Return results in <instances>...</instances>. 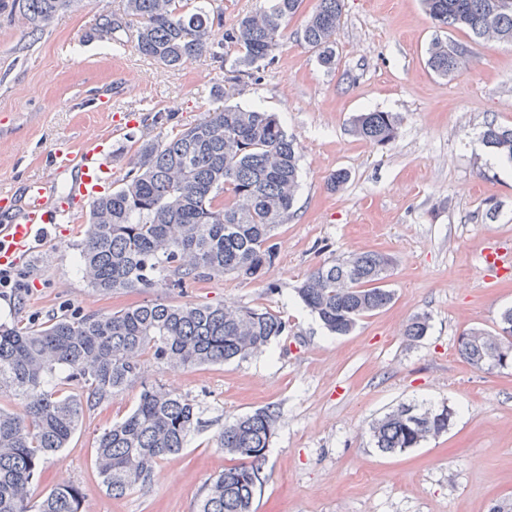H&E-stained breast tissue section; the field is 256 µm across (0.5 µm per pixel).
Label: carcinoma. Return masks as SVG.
Segmentation results:
<instances>
[{"label":"carcinoma","mask_w":512,"mask_h":512,"mask_svg":"<svg viewBox=\"0 0 512 512\" xmlns=\"http://www.w3.org/2000/svg\"><path fill=\"white\" fill-rule=\"evenodd\" d=\"M182 0H125L140 19L137 50L165 67H178L207 51L224 59L226 81L236 84L272 63L283 23L303 0L269 5L224 27V15L202 4L187 11ZM439 27L467 31L485 41L512 43V0H423ZM75 0H0V15L18 17L33 31L72 7ZM341 0H317L302 30L321 66L336 67L332 39ZM122 20L103 19L91 39H114ZM231 47L234 56L221 54ZM469 65L463 50L440 41L428 67L441 77ZM352 133L380 145L398 135L390 112L368 111ZM486 145L512 161V126L488 124ZM301 186L300 154L277 116L260 108L224 105L191 126L141 144L122 186L92 202L77 243L88 286L104 293L160 288L183 290L213 276L259 280L272 267L274 232L294 214ZM391 255L378 251L333 259L308 273L297 288L301 303L332 334L348 335L358 322L389 305L384 286ZM429 328L413 316L404 336L417 341ZM288 331L278 315L224 304L163 299L110 313L62 312L38 326L0 322V394L21 409L0 407V512H85L83 493L71 483L33 498L43 464L67 446L85 413L132 383H140L133 410L95 442V466L105 491L122 498L151 486L161 460L179 454L198 431L195 400L148 380L153 364L173 370L222 364L261 354ZM458 343L472 366H512V308L496 328H473ZM451 408L400 404L372 426L384 453L404 452L448 431ZM276 414L257 410L224 425L219 447L237 463L205 489L197 512H252L261 486L259 461L275 433Z\"/></svg>","instance_id":"obj_1"}]
</instances>
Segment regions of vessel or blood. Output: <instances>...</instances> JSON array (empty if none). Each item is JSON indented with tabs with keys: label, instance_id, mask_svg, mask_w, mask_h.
Wrapping results in <instances>:
<instances>
[{
	"label": "vessel or blood",
	"instance_id": "1",
	"mask_svg": "<svg viewBox=\"0 0 512 512\" xmlns=\"http://www.w3.org/2000/svg\"><path fill=\"white\" fill-rule=\"evenodd\" d=\"M54 165L60 171L79 170L78 176L69 178L60 200L49 197L43 181L28 186V201L23 205L15 203L11 192L0 191V214L10 218L8 224L0 226V268L22 265L74 205L92 201L102 193L104 182L112 177L108 140H87L76 160L68 154H55Z\"/></svg>",
	"mask_w": 512,
	"mask_h": 512
}]
</instances>
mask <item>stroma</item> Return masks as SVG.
<instances>
[{
    "instance_id": "stroma-1",
    "label": "stroma",
    "mask_w": 512,
    "mask_h": 512,
    "mask_svg": "<svg viewBox=\"0 0 512 512\" xmlns=\"http://www.w3.org/2000/svg\"><path fill=\"white\" fill-rule=\"evenodd\" d=\"M315 5L304 0L289 19L272 64L232 87L211 55L176 68L141 55L137 18L117 41L90 39L101 18L121 14L123 0H81L34 32L0 16V190L17 200L36 178L63 191L54 152L79 151L91 135H111L112 184L120 186L142 141L227 103L276 113L302 154L296 212L278 230L268 274L278 293L231 274L182 293H96L75 248L85 206L23 264L26 285L0 295V318L25 326L66 306L112 312L162 297L266 308L288 324L266 353L243 361L152 367L151 379L199 403L203 425L159 464L149 488L112 498L93 465L97 437L135 404L134 385L86 413L68 447L45 463L36 494L69 482L80 486L86 512H196L231 463L217 444L225 423L268 407L278 421L255 512H491L512 500V369H477L457 347L464 331L494 329L512 307V277L487 286L480 260L490 246L512 255V162L482 142L487 124L512 126V43L437 27L421 0H343L329 70L300 35ZM435 40L466 47L470 67L434 75L427 49ZM365 110L398 116L394 142L353 136L351 122ZM116 112L132 114L135 128L112 134ZM339 169L349 178L333 192L326 182ZM361 251L393 257L386 285L395 299L352 334L331 335L295 289L322 263ZM420 313L429 329L412 342L403 331ZM402 403L445 404L455 415L442 436L381 453L371 426Z\"/></svg>"
}]
</instances>
